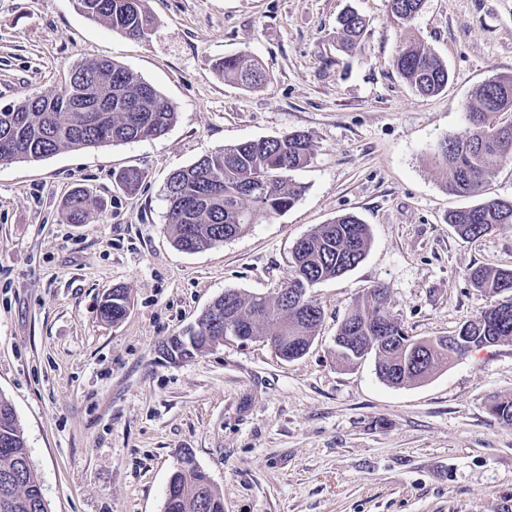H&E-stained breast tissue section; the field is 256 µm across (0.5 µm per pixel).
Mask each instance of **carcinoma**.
Here are the masks:
<instances>
[{
  "label": "carcinoma",
  "instance_id": "carcinoma-1",
  "mask_svg": "<svg viewBox=\"0 0 512 512\" xmlns=\"http://www.w3.org/2000/svg\"><path fill=\"white\" fill-rule=\"evenodd\" d=\"M423 0H389L392 14L413 18ZM88 18L131 38H142L153 20L144 0H76ZM340 44L356 47L365 28V19L354 11L340 16ZM399 75L417 94L428 96L445 89L448 68L424 46L415 42L399 47L394 56ZM224 76L245 86L262 81L259 64L244 55L226 57L219 64ZM69 80L87 91V105L94 112L64 109L68 89L61 86L47 94L26 97L0 111V165L38 160L65 149H86L103 143L124 144L155 139L176 123L175 106L152 85L136 79L122 65L91 59L71 68ZM469 127L463 133L444 137L439 156L449 169L448 190L459 196L479 194L490 170L512 162V121L494 124L490 118L512 112V76H500L480 85L464 103ZM312 145L302 132L274 138L247 140L206 155L175 172L166 187L168 225L173 242L188 252L192 241L209 248L242 233L262 215L290 209L301 189L291 183L288 173L309 162ZM90 201L76 190L63 203V220L83 224L89 218ZM457 234L479 238L502 224H512V200L487 199L448 215ZM370 244L368 225L353 215H342L323 224L296 244L293 263L283 291L288 296L268 300L239 291H227L231 299L224 306L222 324L205 317L190 335L177 342L171 354L192 359L210 350L209 336L224 335V325L232 323L250 336H273L284 325L292 341L280 347L286 361L308 351L322 320L320 307L309 297L296 294L343 276L365 258ZM474 288L492 302L465 320L459 334L464 344L448 346V337L425 340L410 336L388 311V291L376 287L358 297L343 318L341 336L361 337L360 351L346 343H336L345 362L376 357V372L392 386L423 381L433 369L464 357L474 348L512 342V269H469ZM129 311L128 295L112 289L98 309L101 320L116 323ZM490 412L512 425V398L493 401ZM42 486L30 460L23 429L12 404L0 398V512H44ZM165 512H224V498L204 480L190 454H184L169 481Z\"/></svg>",
  "mask_w": 512,
  "mask_h": 512
}]
</instances>
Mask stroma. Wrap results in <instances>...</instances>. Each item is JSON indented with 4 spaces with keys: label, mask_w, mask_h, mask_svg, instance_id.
<instances>
[{
    "label": "stroma",
    "mask_w": 512,
    "mask_h": 512,
    "mask_svg": "<svg viewBox=\"0 0 512 512\" xmlns=\"http://www.w3.org/2000/svg\"><path fill=\"white\" fill-rule=\"evenodd\" d=\"M132 39L74 0H0V110L59 86L88 59L122 64L178 112L161 137L0 165V397L15 409L49 512H164L191 453L224 512H512V426L489 404L512 396V345L472 350L423 383L394 387L374 358L336 353L354 300L382 286L408 335L450 336L488 305L472 266L512 269V225L461 239L446 218L472 205L449 193L436 156L463 132V102L512 75V0H424L412 19L388 0H146ZM366 21L361 46L336 44L338 17ZM415 39L448 67L439 94L397 73ZM245 54L266 78L245 87L218 64ZM309 136L292 208L208 249L178 250L166 184L242 141ZM142 174L137 189L121 175ZM87 190L83 224L63 199ZM367 224L366 258L309 295L323 320L305 355L261 339L174 362L161 342L218 296L275 298L296 242L337 216ZM127 289L115 325L98 306Z\"/></svg>",
    "instance_id": "stroma-1"
}]
</instances>
